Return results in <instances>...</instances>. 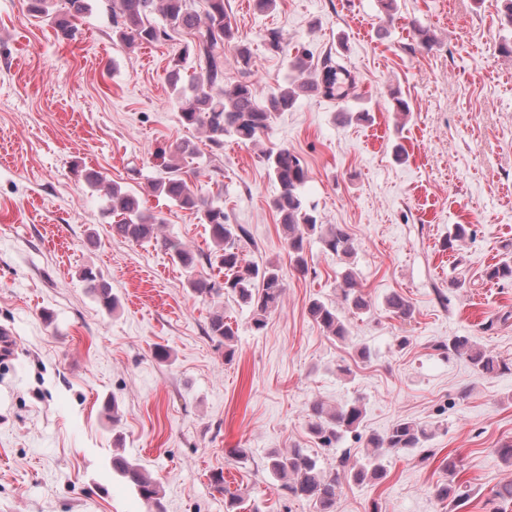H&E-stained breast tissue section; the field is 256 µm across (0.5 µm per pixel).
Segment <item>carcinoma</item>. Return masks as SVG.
<instances>
[{
  "mask_svg": "<svg viewBox=\"0 0 512 512\" xmlns=\"http://www.w3.org/2000/svg\"><path fill=\"white\" fill-rule=\"evenodd\" d=\"M28 11L37 16L51 17L57 36L71 40L75 34V21L89 11V0H64V7L59 10L52 9V0H28ZM156 14L163 18L164 26L154 22ZM112 27L120 40L129 45L155 44L166 39L171 30H186L194 36L192 45L186 47L184 54L196 55L204 63L203 71L185 85L180 64L176 63L169 72V83L179 100L181 122L202 131L210 144L217 148L224 146L226 137L245 145L255 142L268 128L272 113L291 109L301 93L317 92L334 98L340 85L353 86L346 68L328 58L314 78L298 84L292 82L271 93L264 104H258L255 86L247 80L252 50L247 42L236 36L224 10V0H205L202 12L193 8V0H112ZM227 46L232 47L244 77V80L231 85L224 84V49ZM196 153L195 144L188 140L176 144L168 152L159 151L162 174L150 184V189L181 208L200 214L209 227L216 258L225 270V279L220 284L212 276L201 274L190 282L193 292L205 297H218L224 293L235 295L239 302L251 309L253 326L260 330L282 301L285 290L283 277L274 264L259 267L243 262L238 242L246 230L240 225L226 223L222 191L206 198L191 190L185 179V168L187 159ZM265 163L269 176L280 187L272 206L281 217L288 254L296 268H306V244L308 238L316 233L320 234L328 251L338 257H351L354 244L346 230L338 225L322 233V225L307 209L300 193L307 171L300 158L288 149H281L267 154ZM80 175L89 187L103 192L106 212L113 218L112 234L136 243L157 238L158 225L164 223V219L145 211L134 192L116 182L106 181L101 172L92 168H81ZM164 245L173 252L182 267L194 268L196 257L191 250L174 241H166ZM487 277L511 282L512 260L505 259L490 267ZM83 278L102 308L109 312L115 309L117 299L107 283L90 269L84 271ZM340 292L343 301L352 309H367L368 301L357 289L353 272L344 274ZM387 306L403 320L413 315L409 301L398 294L388 298ZM309 314L329 335L339 339L349 336L348 325L336 307L315 299L309 305ZM209 334L218 342L227 343L232 341L235 331L224 313L216 311L210 316ZM448 349L466 356L483 373L509 369L507 363L492 354L473 348L466 337L454 338ZM363 414L362 406L355 402L333 412L315 402L311 406L309 432L321 447L331 448L345 432L358 427ZM430 436L431 430L426 426L401 420L385 434L370 437L372 452L361 463L349 467L346 478L356 484L379 480L384 475L381 449L416 448ZM267 466L283 481V489L288 495L312 501L316 512H336V499L341 489L339 478L319 467L306 449L292 448L286 453L273 450L268 456ZM112 470L136 489L145 504L155 507V512H163L160 486L143 466L115 455L112 457ZM491 500L496 503L495 512H512V483L492 489Z\"/></svg>",
  "mask_w": 512,
  "mask_h": 512,
  "instance_id": "1",
  "label": "carcinoma"
}]
</instances>
